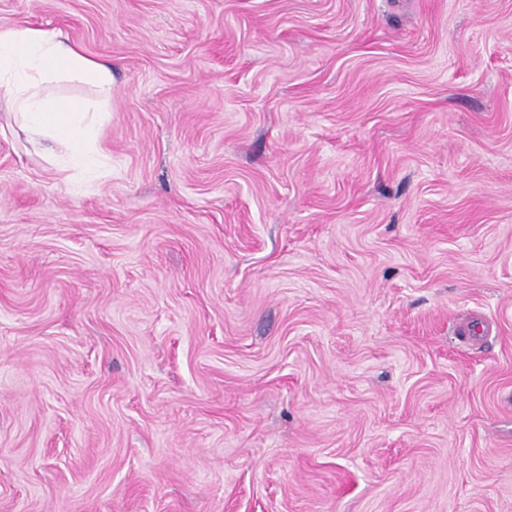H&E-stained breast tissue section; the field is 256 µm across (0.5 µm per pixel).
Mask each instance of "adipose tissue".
<instances>
[{
	"label": "adipose tissue",
	"instance_id": "adipose-tissue-1",
	"mask_svg": "<svg viewBox=\"0 0 512 512\" xmlns=\"http://www.w3.org/2000/svg\"><path fill=\"white\" fill-rule=\"evenodd\" d=\"M75 83L87 95H57ZM112 98V68L85 54L62 31L32 25L0 28V99L24 127L47 142L63 170L85 179L107 173L95 126Z\"/></svg>",
	"mask_w": 512,
	"mask_h": 512
}]
</instances>
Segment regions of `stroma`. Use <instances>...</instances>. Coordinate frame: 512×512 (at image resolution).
I'll use <instances>...</instances> for the list:
<instances>
[{"label":"stroma","mask_w":512,"mask_h":512,"mask_svg":"<svg viewBox=\"0 0 512 512\" xmlns=\"http://www.w3.org/2000/svg\"><path fill=\"white\" fill-rule=\"evenodd\" d=\"M17 24L111 64V173L0 111V512H512V0Z\"/></svg>","instance_id":"35a3bbf8"}]
</instances>
